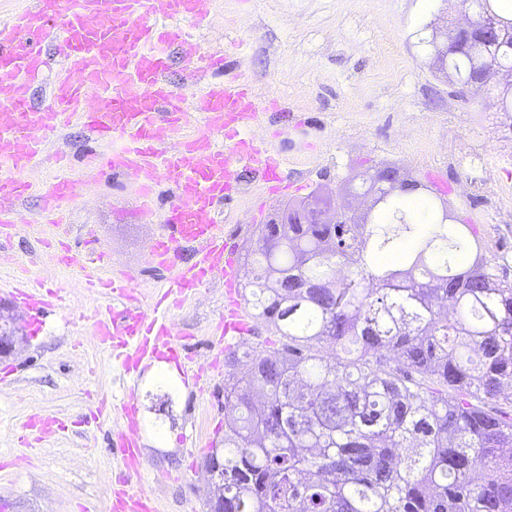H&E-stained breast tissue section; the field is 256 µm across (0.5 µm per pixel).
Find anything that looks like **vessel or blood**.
<instances>
[{"mask_svg": "<svg viewBox=\"0 0 512 512\" xmlns=\"http://www.w3.org/2000/svg\"><path fill=\"white\" fill-rule=\"evenodd\" d=\"M217 0H32L24 11L0 21V248L17 222L15 202L31 191L24 178L44 151L48 132L77 124L97 140L121 139L120 149L99 155L82 178L97 180L110 171L140 184L139 210L155 211L154 191L165 186L172 203L150 248L149 263L164 272L163 291L144 310L130 272L112 268L106 253L86 245L83 253L56 243L48 258L69 270L90 292L108 301L106 308L79 311L99 343L119 360L125 373L144 370L163 357L180 358L186 346L169 320L197 288L222 278L227 293L216 343L230 348L250 334L239 284L243 278L237 247L224 237L221 210L240 185V167L251 168L259 183L275 193L288 192V174L278 153L253 134L263 108L248 84L223 81L224 57L211 53L189 59L186 80L199 89L187 96L168 79L166 51L186 44L187 25L211 15ZM62 49L50 91V104L33 110L31 89L50 68L45 45ZM95 96L87 106V96ZM60 175L45 185L41 199L50 224L31 225L46 241L77 180L57 157ZM196 249L194 262L184 260ZM27 308L42 312L66 301L62 289L37 278L0 286ZM127 422L118 435L120 474L108 489L110 512H157L153 497L132 482L139 474V427L134 399L121 403ZM49 415L29 417L19 427L21 444L40 443L61 431Z\"/></svg>", "mask_w": 512, "mask_h": 512, "instance_id": "b4317fda", "label": "vessel or blood"}]
</instances>
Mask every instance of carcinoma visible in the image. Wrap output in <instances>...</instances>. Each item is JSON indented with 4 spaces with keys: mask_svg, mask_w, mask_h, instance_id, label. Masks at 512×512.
Instances as JSON below:
<instances>
[{
    "mask_svg": "<svg viewBox=\"0 0 512 512\" xmlns=\"http://www.w3.org/2000/svg\"><path fill=\"white\" fill-rule=\"evenodd\" d=\"M488 2L479 18L494 40L434 51L462 85L481 66L512 69V22ZM367 191L374 214L263 224L247 249L251 316L281 345L224 355L211 494L224 512H512L507 258H487L475 225L436 207L423 184ZM464 249L475 257L461 263Z\"/></svg>",
    "mask_w": 512,
    "mask_h": 512,
    "instance_id": "carcinoma-1",
    "label": "carcinoma"
}]
</instances>
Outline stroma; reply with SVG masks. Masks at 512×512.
<instances>
[{
	"label": "stroma",
	"mask_w": 512,
	"mask_h": 512,
	"mask_svg": "<svg viewBox=\"0 0 512 512\" xmlns=\"http://www.w3.org/2000/svg\"><path fill=\"white\" fill-rule=\"evenodd\" d=\"M474 0H220L196 25L192 45L169 52V79L183 83L193 54L222 53L225 77L243 75L259 99H278L256 128L257 139L279 152L293 186L285 195L264 193L250 173L224 206V234L239 249L258 235V224L312 192L359 186L368 168L394 164L417 180L441 172L447 191L434 201L475 224L490 253L512 258V224L499 221L512 209V126L482 93L461 90L436 73L429 40L444 42L474 15ZM112 142L91 140L77 125L51 135L28 174L33 184L49 181L55 157L68 155L80 176ZM137 184L119 173L79 184L64 206L61 227L73 248L95 240L115 268L133 273L144 304H151L163 278L147 261L167 194L156 199L155 215L136 210ZM41 214L31 192L18 203V226L0 250V277L15 274L17 260L36 248L29 232ZM30 273L62 288L66 307L31 315L14 308L27 337L0 360V455L10 466L0 474V512H107L106 488L119 473L113 437L118 414L96 426L83 419L98 397L120 403L134 395L141 441L135 486L147 490L159 512H206L210 485L204 468L209 449L224 438V388L204 394L157 384L150 374L130 379L89 328L73 321L74 310L93 309L89 295L52 263ZM224 308V284L213 280L170 318L185 334L195 364L210 365L220 352L211 333ZM64 417L70 429L39 448L14 441L20 423L33 413ZM174 434L173 447L154 444L157 428Z\"/></svg>",
	"instance_id": "1"
}]
</instances>
